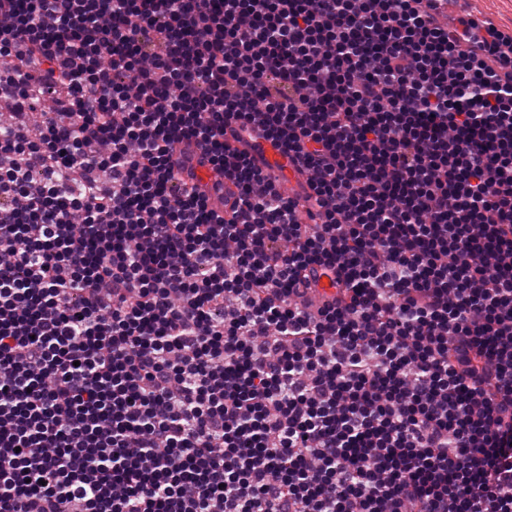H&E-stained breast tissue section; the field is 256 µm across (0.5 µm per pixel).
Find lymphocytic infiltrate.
<instances>
[{
    "instance_id": "lymphocytic-infiltrate-1",
    "label": "lymphocytic infiltrate",
    "mask_w": 512,
    "mask_h": 512,
    "mask_svg": "<svg viewBox=\"0 0 512 512\" xmlns=\"http://www.w3.org/2000/svg\"><path fill=\"white\" fill-rule=\"evenodd\" d=\"M441 7L0 0V512H512V34Z\"/></svg>"
}]
</instances>
